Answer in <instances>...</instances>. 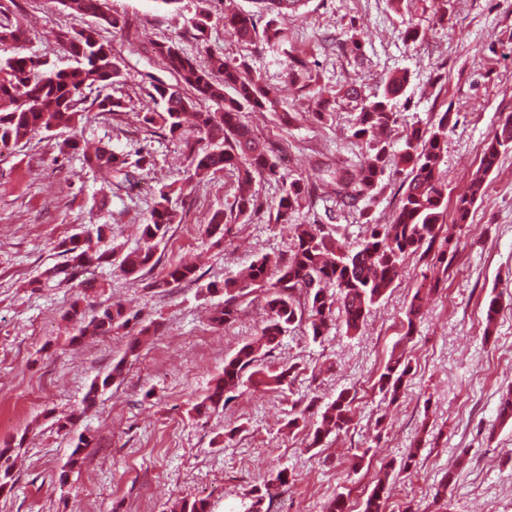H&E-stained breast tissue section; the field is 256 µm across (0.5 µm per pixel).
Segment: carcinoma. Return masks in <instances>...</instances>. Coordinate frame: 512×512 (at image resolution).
Segmentation results:
<instances>
[{
  "label": "carcinoma",
  "instance_id": "1",
  "mask_svg": "<svg viewBox=\"0 0 512 512\" xmlns=\"http://www.w3.org/2000/svg\"><path fill=\"white\" fill-rule=\"evenodd\" d=\"M208 2L210 0H198L193 19L199 42L197 53L187 52L173 39L151 43L149 52L174 75L176 84L153 86L151 98L159 110L144 113L142 123L148 127L158 124L168 137L184 142L192 170L190 178L203 181L226 171L234 173L238 193L233 203L226 210L215 211L205 224V233L221 241L229 225L257 211V196L251 190L256 178L273 179L281 184V194L274 207L277 224L292 223L294 213L313 195L315 182L289 177L274 161L267 144L241 122L240 114L249 110L277 111L278 100L261 73L242 62L229 60L224 53L208 45L207 32L212 23ZM304 2L255 0L259 13L269 16L263 30H258L255 17L250 13L224 14V30L241 45L261 39L268 45L284 47L289 37L281 19L297 12ZM60 3L75 13L95 18L96 25L79 29L61 26L56 30L58 45L79 63L73 70L57 69L45 59L20 53L0 57V156L13 153L38 132L72 128L94 106L100 112H116L122 108L121 102L109 93L112 85L123 77L122 63L112 53V46L102 38L100 30H121L125 22L112 13L108 0H60ZM25 38L26 32L10 17L0 18L1 48L16 45ZM288 81L300 90L310 85L312 71L306 60L294 58ZM408 85V72L403 71L386 80L379 97L363 98L357 90H351L354 98L360 100L352 137L367 145V154L357 169L338 167L327 172L335 182L336 196L343 206L374 198L384 178L406 173L399 205L389 223L368 225L356 251L342 249L334 224H320L316 220L311 224H298L287 258L263 255L249 265L243 277L207 285L209 292H224V306L216 309L213 324L232 323L239 313L238 300L256 290L262 295L266 320L259 336L224 360L223 372L215 385L194 406L197 415L205 416L224 408L233 394L248 382L273 388L284 386L291 377V369L261 368L259 358L261 351L273 350L295 324L307 321L315 341L326 335L338 320L347 332H357L371 307L384 298L402 275L404 258L437 237L440 218L448 203V187L438 177V169L444 156L450 113H442L438 123L425 130L411 127L399 151L393 152L392 134L399 122L394 106ZM198 102H209L213 108L197 110ZM66 147L82 155L87 167L100 172L111 191L133 189V169L151 164L150 154H140L131 162L127 156L113 152L108 142L101 141L87 149L72 140L66 142ZM508 149H512L511 115L496 129L467 192L457 199L455 223L467 222L472 205L486 192V176L494 169L500 154ZM173 193L174 189L169 186L158 190L142 227L144 246L125 254L119 261V268L125 274L134 276L155 265V250L178 218L171 203ZM62 247L64 261L49 268L46 279L60 283L79 279L86 288L96 287L93 280L85 278L91 264L109 263L114 256L112 250H93L90 238L82 239L77 235L63 242ZM197 280L193 266L178 263L171 265L163 278L154 282V287L167 288ZM329 285L335 286L336 292L328 293ZM66 318L80 337L89 333L106 336L114 329L138 327L129 344L132 352L140 337L151 331L149 325H138L137 315L121 304L107 306L88 320L75 301L66 312ZM123 371L124 363H116L101 380L92 383L86 400L95 401L99 388L111 386ZM408 373V362L402 356L391 358L379 375V390L391 400H397ZM353 401L350 392L342 390L325 404L311 445L317 447L330 434L347 427ZM418 452L416 445L400 464L388 463L389 470L398 476L410 472ZM287 483V475L280 471L263 486L252 488L248 512H262L265 501L273 499L274 491ZM13 484L8 450L0 449V490ZM386 490V480L378 479L363 512H386Z\"/></svg>",
  "mask_w": 512,
  "mask_h": 512
}]
</instances>
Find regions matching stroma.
Segmentation results:
<instances>
[{
	"instance_id": "35a3bbf8",
	"label": "stroma",
	"mask_w": 512,
	"mask_h": 512,
	"mask_svg": "<svg viewBox=\"0 0 512 512\" xmlns=\"http://www.w3.org/2000/svg\"><path fill=\"white\" fill-rule=\"evenodd\" d=\"M227 1L212 0L209 44L260 71L277 91L279 113L247 112L242 119L287 157L292 177L318 179L336 163L355 168L363 161L366 146L352 136L358 111L343 96L352 83L373 97L390 74L408 71L396 142L410 125L429 126L452 112L440 165L452 203L500 121L512 115V0H447L442 18L434 14V0H306L283 21L290 37L283 50L233 42L221 21ZM109 6L126 21L124 29L103 33L122 62L124 77L111 93L123 109L89 112L75 127L40 132L0 157V449H9L15 474L14 486L0 492V512H172L194 498L206 499L210 512H246L252 486L281 470L290 482L268 512H323L338 495L348 512H363L385 465L415 443L416 465L394 484L386 512H512V424L497 417L502 392L512 388V149L488 174L487 192L467 223H455L454 210H447L442 225L451 243L406 256L402 276L359 332L350 336L337 327L315 341L307 324L296 325L262 359L292 368L288 387L248 385L224 410L196 415L193 405L214 386L225 358L265 323L260 300L247 296L234 323L213 327L210 313L223 306L224 295L207 292V284L235 276L262 255L289 254L292 224L271 219L281 187L259 178L257 214L231 225L223 241L204 235L212 212L232 203L234 180H190L178 143L139 120L155 108L153 83L175 81L145 48L177 38L196 52L191 19L197 0H182L176 9L160 0H109ZM0 11L28 27L17 52L60 67L72 60L55 43L53 27L91 23L58 0H0ZM411 26L420 32L413 44L405 40ZM294 55L311 64V90L288 81ZM314 90L337 97L322 120L311 111ZM66 137L108 141L123 154L147 152L151 165L137 189L106 199L103 175L81 155L60 152ZM400 184L397 176L384 179L369 205L342 208L333 184L320 181L293 224L317 218L337 225L340 241L355 249L368 222L389 221ZM164 186L174 190L178 221L152 269L135 278L103 265L90 292L76 281L35 287L45 269L60 263L61 243L94 235L96 225L109 228L103 248L120 256L139 248V226ZM181 260L196 264L198 282L154 288ZM417 293L423 303L410 328L406 310ZM493 295L502 306L490 323L485 304ZM76 299L90 315L122 304L156 330L133 353L122 329L74 342L64 314ZM397 349L411 371L393 403L377 380ZM120 360L122 377L84 408L92 382ZM344 389L355 396L348 428L312 447L324 404ZM300 414L304 423L289 428ZM81 436L89 444L79 464L69 466ZM357 454L364 461L355 471ZM449 470L455 479L447 494H438Z\"/></svg>"
}]
</instances>
